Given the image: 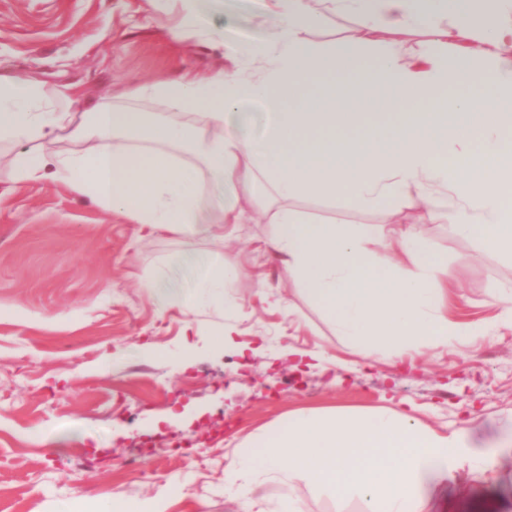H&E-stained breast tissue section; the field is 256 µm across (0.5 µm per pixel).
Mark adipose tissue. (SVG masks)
Returning <instances> with one entry per match:
<instances>
[{
	"label": "adipose tissue",
	"mask_w": 512,
	"mask_h": 512,
	"mask_svg": "<svg viewBox=\"0 0 512 512\" xmlns=\"http://www.w3.org/2000/svg\"><path fill=\"white\" fill-rule=\"evenodd\" d=\"M266 0L267 36L233 47L226 67L186 71L86 101L75 84L0 74V146L8 189L64 184L150 236L187 238L241 224V190L260 194L274 256L339 335L374 354L406 357L460 335L442 311L447 269L414 227L313 224L290 208L305 194L378 210L401 199L427 207L462 238L512 254V0ZM353 14L357 36L325 47L307 32L321 13ZM412 30L423 41L378 45ZM481 86V96L467 94ZM261 108L254 141L234 116ZM224 188L208 214V186ZM464 453L404 408L302 409L249 437L224 470L236 512H265L248 476L286 474L360 512H426V484L446 480ZM172 479L132 503L68 500L58 512H168Z\"/></svg>",
	"instance_id": "1"
}]
</instances>
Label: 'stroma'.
Here are the masks:
<instances>
[{
	"label": "stroma",
	"mask_w": 512,
	"mask_h": 512,
	"mask_svg": "<svg viewBox=\"0 0 512 512\" xmlns=\"http://www.w3.org/2000/svg\"><path fill=\"white\" fill-rule=\"evenodd\" d=\"M196 31L172 39L178 8L148 0H0V72L86 97L112 86L224 67V48L262 38V0H200ZM249 221L192 241L136 227L63 184L36 182L0 198V512H56L59 500L131 503L172 478L186 497L170 512H235L224 468L236 446L301 408L394 405L440 432L463 430L469 456L428 485V512H512V322L491 305L512 294V255L484 251L429 223L423 207L347 209L306 195L289 207L316 222L415 226L448 266V317L464 330L447 346L400 361L368 356L336 333L268 246L273 233L250 199ZM233 258L235 318L212 308L159 309L141 286L160 275L193 292L219 256ZM284 305H276L274 296ZM235 328L233 346H211ZM113 354L110 373L94 363ZM159 442L137 471L126 462ZM494 449L485 461V449ZM269 502L303 512H356L302 483L261 480Z\"/></svg>",
	"instance_id": "stroma-1"
}]
</instances>
